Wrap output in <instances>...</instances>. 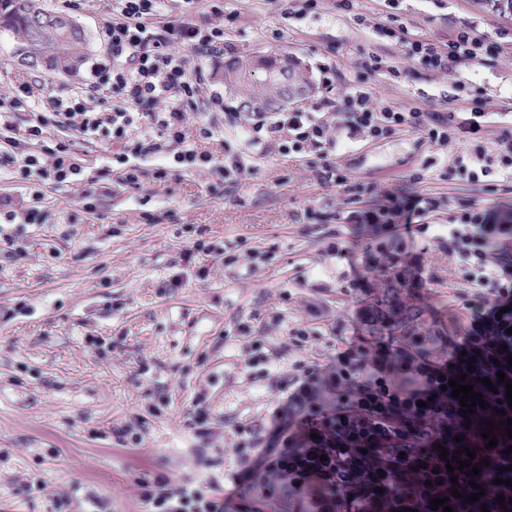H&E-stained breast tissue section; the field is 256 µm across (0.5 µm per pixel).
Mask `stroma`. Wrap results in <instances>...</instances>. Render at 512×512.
<instances>
[{"label":"stroma","mask_w":512,"mask_h":512,"mask_svg":"<svg viewBox=\"0 0 512 512\" xmlns=\"http://www.w3.org/2000/svg\"><path fill=\"white\" fill-rule=\"evenodd\" d=\"M223 2L219 19L210 0H166L162 16L151 20L157 28L223 21V54L189 55L191 66L208 71L211 90L224 88L225 60L277 50L297 55L313 73L323 64L335 68L339 99L362 81L384 104L431 112L460 76L484 90L485 114L512 113V42L490 64L454 75L425 70L378 32L400 26L409 37L444 43L470 22L487 37L512 30V16L497 12L491 0H353L347 11L336 0H318L303 14L293 0ZM42 4L66 11L62 0ZM69 14L88 39L79 75L31 70L5 34L0 98L11 97L22 75L55 95L90 77L104 51L100 33L112 17L111 0H81ZM373 54L404 70V78L365 75ZM53 136L71 143L84 173L109 166L111 142L90 143L66 128ZM458 149L455 142L440 148L412 130L352 142L335 163L351 182L376 187L363 208L384 205L389 194L419 192L441 202L429 223H447L449 204L474 198L498 223L512 224V186L474 192L443 178L439 168H426L427 159ZM139 164L147 175L135 186L111 173L110 190L93 213L81 206L83 183L56 190L0 175V193L12 196L16 210L36 205L48 213L43 224L9 225L18 253L0 254V512H54L59 502L63 512H88L92 495L105 501L104 512H142L138 482L144 476L202 477L203 468L192 463L198 442L183 424L200 396L213 416L207 443L213 471H234L227 418L264 414L275 399L266 381L247 376L252 338L264 342L277 370L289 371L301 359L323 362L342 347L336 325L354 330L358 309L376 307L384 297L383 281L373 274L362 287H349V265L325 251L329 233L350 236L344 223L349 195L320 177L318 159L252 154L234 185L211 169L179 168L166 153ZM162 167L167 178H152ZM199 239L226 247L233 263L225 255L205 256L207 274L197 276L182 255ZM416 244L432 279L412 289V301L434 335H466L474 320L462 306L468 285L435 242L420 234ZM252 249L266 252L268 262L253 265ZM310 272L327 283L325 292L300 286ZM179 273L184 283L171 287ZM313 302L323 306L321 318L309 316ZM275 312L281 321L272 320ZM242 320L252 322L253 337L225 339V330ZM296 326L309 336L300 349L285 350ZM138 419L144 423L139 442L118 446L113 428Z\"/></svg>","instance_id":"stroma-1"}]
</instances>
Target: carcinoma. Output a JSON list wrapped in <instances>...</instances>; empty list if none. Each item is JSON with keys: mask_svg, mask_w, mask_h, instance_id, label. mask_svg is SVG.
<instances>
[{"mask_svg": "<svg viewBox=\"0 0 512 512\" xmlns=\"http://www.w3.org/2000/svg\"><path fill=\"white\" fill-rule=\"evenodd\" d=\"M58 16L60 13L45 9L39 0H0V33L12 35L16 56L37 64L43 61L50 70L67 60L74 63L69 71L74 75L86 60L87 38L77 26L69 43H58L50 32L51 20ZM377 316L376 332L379 334L397 332L406 338L432 335L420 310L396 288L393 293L385 294ZM510 419L512 408L503 383L497 387V392L489 394L484 407L458 423L459 428L467 429L469 449L476 453V458L471 466L461 471L456 469L452 474L436 445L456 447L455 435L433 418L415 419L400 413L386 418L357 417L352 422L350 435L325 432L318 439L308 435L302 440L299 452L314 443L317 451L332 457L328 472L319 475L325 496L317 505L318 512H406L408 508L414 512H443L441 506L436 511L431 510L436 497L445 499V505L452 507V512H481L483 506L489 512H512L509 502L503 506L481 498L468 503L466 498L451 494V490L469 484L471 477L467 472L472 466L483 467L481 433L487 423L498 425L494 433L499 450L512 445V439L504 435ZM437 468L440 473H432ZM453 476L457 477L455 483L450 481ZM428 480L432 482L430 487L425 485ZM376 487L384 492L374 491Z\"/></svg>", "mask_w": 512, "mask_h": 512, "instance_id": "obj_1", "label": "carcinoma"}]
</instances>
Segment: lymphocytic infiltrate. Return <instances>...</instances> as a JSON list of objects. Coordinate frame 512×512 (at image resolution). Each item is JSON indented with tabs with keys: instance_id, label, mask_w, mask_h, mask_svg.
I'll return each mask as SVG.
<instances>
[{
	"instance_id": "lymphocytic-infiltrate-1",
	"label": "lymphocytic infiltrate",
	"mask_w": 512,
	"mask_h": 512,
	"mask_svg": "<svg viewBox=\"0 0 512 512\" xmlns=\"http://www.w3.org/2000/svg\"><path fill=\"white\" fill-rule=\"evenodd\" d=\"M163 0H113L112 20L102 29L105 54L88 82L68 96L35 95L28 82H20V95L11 97L9 108L27 107L32 115L10 137V150L0 152V170H12L20 179H37L63 189L77 182L82 168L71 146L59 140L47 143L52 130L68 128L87 140L122 142L113 154V167L124 183L135 185L141 170L136 158L172 152L176 164L187 168L211 166L230 183H238L247 169L244 157L218 160L203 150L225 129H236L250 149L263 154L304 157L315 155L323 163L322 173L337 186H347L342 169L332 162L340 147L328 111L342 106L339 126L348 137L380 141L410 127L430 142L445 145L458 138L469 139L468 148L458 151L445 167L449 179L478 189L493 183L512 184V128L502 130L493 146L480 139L481 114L456 112H403L377 105L370 92L357 87L343 102L329 93L336 73L322 71L327 92L311 112H228L220 93H206L202 69H189L186 50L214 53L224 45V28L183 22L155 29L147 20L160 16ZM384 36L403 48L405 55L433 72L495 59L497 41L477 34L473 26L457 29L447 43L407 39L403 28H383ZM117 102L110 111L100 108L104 92ZM202 113L190 125L191 113ZM436 198L420 194L399 201L371 216L349 212L354 231L369 230L371 239L361 252L339 238L326 246L329 257L361 264L365 272H377L386 281L407 286L428 279L414 239L400 231L394 217L420 222L421 232L431 233L442 250L456 262L458 275L469 284L464 304L474 314L473 329L458 340L439 345L436 337L413 339L414 354L397 363L391 357L393 340L381 337L374 345L349 342L328 362L304 361L292 372L272 370L261 340H254L246 367L251 379L268 381L278 393V402L263 416L232 422L236 438L232 454L239 466L227 481L211 476L204 480L170 475H148L139 482L144 512H258L259 501L283 498L296 512L311 505L313 487L302 463L292 461L293 442L309 430L340 425L342 418L379 411L420 410L429 414V398L437 396L448 380L466 376L476 381L478 372L468 369L466 354L491 352L498 342L492 333L499 327L498 312L512 305V226L496 223L491 211L477 201L460 205L448 222L425 225L424 217L438 208Z\"/></svg>"
}]
</instances>
